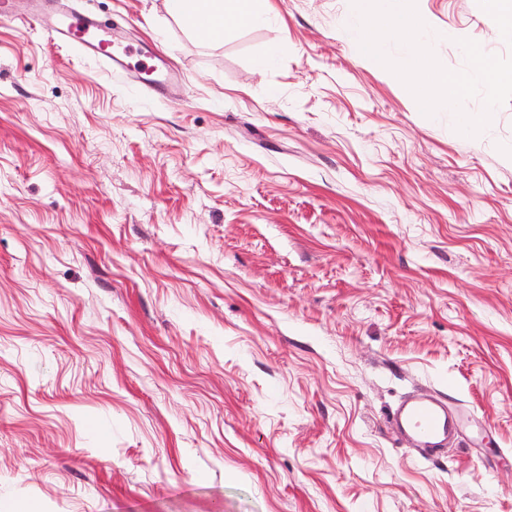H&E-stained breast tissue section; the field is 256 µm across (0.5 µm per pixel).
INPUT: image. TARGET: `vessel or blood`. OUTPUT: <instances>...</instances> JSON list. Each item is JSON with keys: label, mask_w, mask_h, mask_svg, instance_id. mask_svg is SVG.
I'll return each mask as SVG.
<instances>
[{"label": "vessel or blood", "mask_w": 512, "mask_h": 512, "mask_svg": "<svg viewBox=\"0 0 512 512\" xmlns=\"http://www.w3.org/2000/svg\"><path fill=\"white\" fill-rule=\"evenodd\" d=\"M52 31L60 42L73 44L106 66L126 67L131 54H138L136 67L143 84L150 90L165 89L168 76L156 64L153 48L143 46L130 50L114 34L110 24L97 16L81 11L58 14ZM390 425L415 441L417 448L428 454L444 451L460 436L461 414L446 403L432 398H413L402 403L390 416Z\"/></svg>", "instance_id": "b4317fda"}]
</instances>
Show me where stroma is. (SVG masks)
I'll list each match as a JSON object with an SVG mask.
<instances>
[{
	"instance_id": "stroma-1",
	"label": "stroma",
	"mask_w": 512,
	"mask_h": 512,
	"mask_svg": "<svg viewBox=\"0 0 512 512\" xmlns=\"http://www.w3.org/2000/svg\"><path fill=\"white\" fill-rule=\"evenodd\" d=\"M154 44L164 93L0 18V512H512V102L476 137L359 57L350 0ZM508 49L477 0H416ZM276 62L256 63L270 49ZM463 411L427 458L387 421Z\"/></svg>"
}]
</instances>
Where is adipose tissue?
Wrapping results in <instances>:
<instances>
[{"instance_id": "ef3b65f1", "label": "adipose tissue", "mask_w": 512, "mask_h": 512, "mask_svg": "<svg viewBox=\"0 0 512 512\" xmlns=\"http://www.w3.org/2000/svg\"><path fill=\"white\" fill-rule=\"evenodd\" d=\"M171 15L188 31L222 38L229 27L259 26L272 13L267 0H167Z\"/></svg>"}]
</instances>
